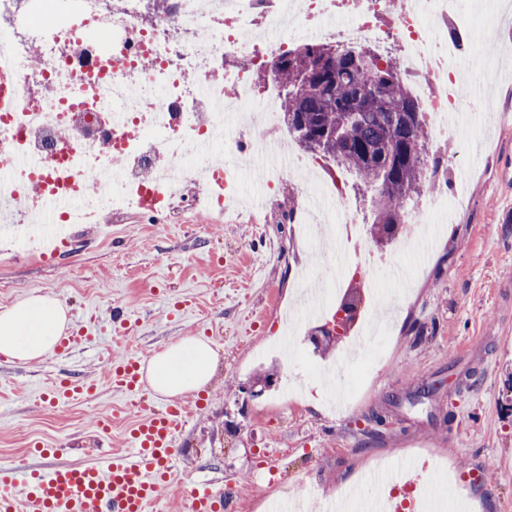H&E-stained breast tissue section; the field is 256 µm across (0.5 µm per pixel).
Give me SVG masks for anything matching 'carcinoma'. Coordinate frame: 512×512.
I'll return each instance as SVG.
<instances>
[{"instance_id":"cac0c4a2","label":"carcinoma","mask_w":512,"mask_h":512,"mask_svg":"<svg viewBox=\"0 0 512 512\" xmlns=\"http://www.w3.org/2000/svg\"><path fill=\"white\" fill-rule=\"evenodd\" d=\"M273 72L288 134L317 138L320 156L352 172L386 207L374 226L390 239L419 195L430 160L420 107L395 59L369 67L337 44L303 45Z\"/></svg>"}]
</instances>
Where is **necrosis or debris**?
I'll return each mask as SVG.
<instances>
[{
  "label": "necrosis or debris",
  "mask_w": 512,
  "mask_h": 512,
  "mask_svg": "<svg viewBox=\"0 0 512 512\" xmlns=\"http://www.w3.org/2000/svg\"><path fill=\"white\" fill-rule=\"evenodd\" d=\"M0 0V67L14 74L17 100L0 110V214L15 238L34 224L55 236L97 223L101 213L162 211L193 186L206 208L226 215L240 197L238 169L214 144L256 143L264 177L247 215L261 223L280 183L295 182L294 233L306 236L309 197L337 215L336 244L355 250L363 233L338 179H321L319 157L295 151L281 123L278 86L257 85L297 44L397 43L404 73L418 75L417 97L434 146L426 190L414 203L402 245L425 225L455 219L439 184L454 179L449 145L462 143L463 115L489 119L488 97L466 90L467 49L445 27L457 0ZM392 14L393 31L377 26ZM235 59L226 67L227 59Z\"/></svg>",
  "instance_id": "obj_1"
}]
</instances>
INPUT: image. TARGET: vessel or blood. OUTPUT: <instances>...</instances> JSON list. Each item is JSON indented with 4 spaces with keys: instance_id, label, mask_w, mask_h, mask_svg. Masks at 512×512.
I'll return each mask as SVG.
<instances>
[{
    "instance_id": "obj_1",
    "label": "vessel or blood",
    "mask_w": 512,
    "mask_h": 512,
    "mask_svg": "<svg viewBox=\"0 0 512 512\" xmlns=\"http://www.w3.org/2000/svg\"><path fill=\"white\" fill-rule=\"evenodd\" d=\"M139 364L127 360L110 368L114 388L133 391L141 386ZM187 414L179 403L169 404L135 426L130 452L109 448L107 424H100L85 446L96 463L40 471L21 466L0 468V512H147L161 486L172 478L178 450L176 433ZM229 498L204 484L189 493L190 512H227Z\"/></svg>"
}]
</instances>
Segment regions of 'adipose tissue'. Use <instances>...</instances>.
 <instances>
[{
    "mask_svg": "<svg viewBox=\"0 0 512 512\" xmlns=\"http://www.w3.org/2000/svg\"><path fill=\"white\" fill-rule=\"evenodd\" d=\"M69 325L67 308L55 298L32 297L0 310V354L28 363L52 353ZM217 353L202 337L188 336L155 353L141 372L164 397L204 389L217 367Z\"/></svg>",
    "mask_w": 512,
    "mask_h": 512,
    "instance_id": "ef3b65f1",
    "label": "adipose tissue"
}]
</instances>
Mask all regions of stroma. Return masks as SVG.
Listing matches in <instances>:
<instances>
[{"mask_svg":"<svg viewBox=\"0 0 512 512\" xmlns=\"http://www.w3.org/2000/svg\"><path fill=\"white\" fill-rule=\"evenodd\" d=\"M472 0H461L448 26L465 47L490 45L504 67L494 89L493 129L476 125L484 153L458 195L465 206L447 225L427 261L398 241L365 231L361 248L394 256L412 277L397 285L376 273L387 295L392 330L354 362L346 388L358 400L335 411L323 369L338 364L347 341L313 354L317 328L304 320L294 283L328 280L317 239L294 237L283 182L267 221L215 219L190 188L163 221L131 213L112 218V238L82 227L87 244L49 262L0 245V309L50 296L68 309L84 336L65 354L19 364L0 356V465L33 469L91 463L82 440L109 426L113 450L127 448L133 427L167 400L150 388L115 390L111 360H144L187 336L206 337L219 355L209 387L184 396L187 423L177 434L174 478L151 512H189L200 483L231 488L233 512H265L262 500L312 493V508L368 472L378 459L426 453L456 475L445 512H512V9L487 31ZM126 312L117 330L114 309ZM261 395L249 389L263 377ZM93 381L84 399L49 407L53 382ZM299 379L304 397L281 389ZM52 449L45 457L40 447Z\"/></svg>","mask_w":512,"mask_h":512,"instance_id":"obj_1","label":"stroma"}]
</instances>
